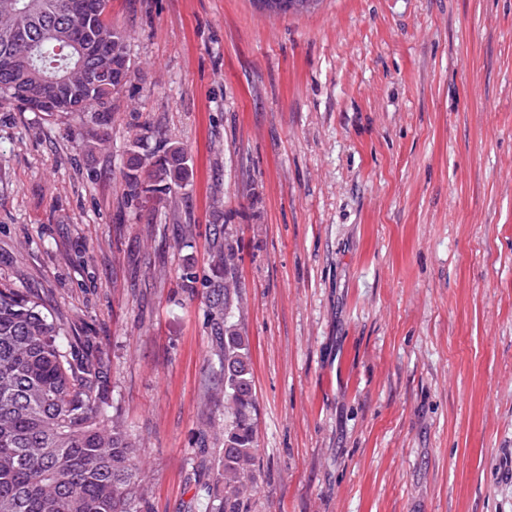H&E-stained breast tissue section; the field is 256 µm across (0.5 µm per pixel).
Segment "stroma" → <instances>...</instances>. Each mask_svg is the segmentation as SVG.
Instances as JSON below:
<instances>
[{
	"label": "stroma",
	"instance_id": "obj_1",
	"mask_svg": "<svg viewBox=\"0 0 512 512\" xmlns=\"http://www.w3.org/2000/svg\"><path fill=\"white\" fill-rule=\"evenodd\" d=\"M111 17L132 77L108 108L0 102V281L101 358L138 512L214 488L221 238L255 377L251 512H512V0ZM136 135L191 160L164 201L124 194Z\"/></svg>",
	"mask_w": 512,
	"mask_h": 512
}]
</instances>
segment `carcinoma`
I'll return each mask as SVG.
<instances>
[{
	"instance_id": "carcinoma-1",
	"label": "carcinoma",
	"mask_w": 512,
	"mask_h": 512,
	"mask_svg": "<svg viewBox=\"0 0 512 512\" xmlns=\"http://www.w3.org/2000/svg\"><path fill=\"white\" fill-rule=\"evenodd\" d=\"M268 13L298 14L315 0H254ZM68 0H0V53H25L17 71L0 69V100L18 101L23 91L42 93L66 72L79 81L86 72L60 47L74 41L79 22ZM99 29L112 39V65L130 67L127 34L112 24L110 0H97ZM124 88H92L76 101L74 114L106 108ZM123 173L126 195L159 200L177 193L189 175L178 145L162 154L142 153V139ZM214 266L224 271L215 285L222 297L213 308L223 342L224 432L216 483L222 491L203 512H248L257 461L253 368L249 341L226 310L237 287L234 252L217 248ZM144 471L136 442L119 417L110 414L99 392V371L79 336L62 325L35 296L0 283V512H137Z\"/></svg>"
}]
</instances>
